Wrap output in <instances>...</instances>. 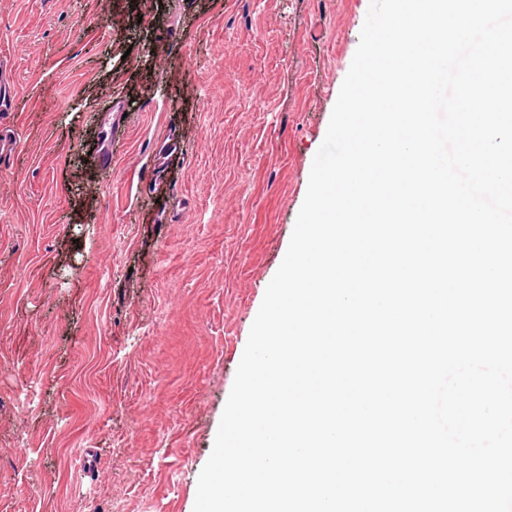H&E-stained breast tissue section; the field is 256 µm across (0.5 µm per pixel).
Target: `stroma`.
Wrapping results in <instances>:
<instances>
[{"label": "stroma", "instance_id": "35a3bbf8", "mask_svg": "<svg viewBox=\"0 0 512 512\" xmlns=\"http://www.w3.org/2000/svg\"><path fill=\"white\" fill-rule=\"evenodd\" d=\"M369 4L0 0V512H193Z\"/></svg>", "mask_w": 512, "mask_h": 512}]
</instances>
